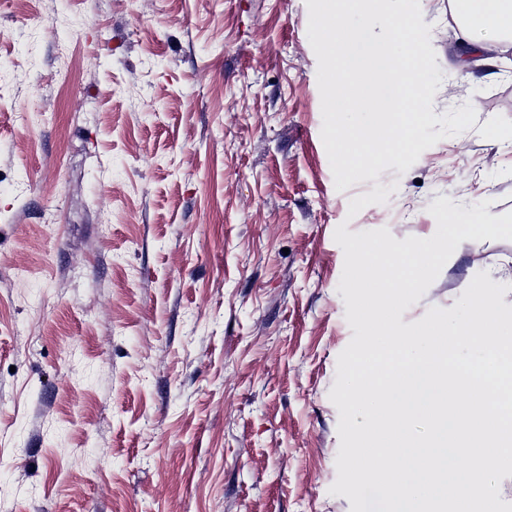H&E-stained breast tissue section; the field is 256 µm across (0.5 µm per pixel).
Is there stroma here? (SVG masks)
<instances>
[{
	"label": "stroma",
	"mask_w": 512,
	"mask_h": 512,
	"mask_svg": "<svg viewBox=\"0 0 512 512\" xmlns=\"http://www.w3.org/2000/svg\"><path fill=\"white\" fill-rule=\"evenodd\" d=\"M420 7L476 122L340 191L306 0H0V512H351L337 227L512 211V48ZM482 271L512 306V240H465L402 323Z\"/></svg>",
	"instance_id": "stroma-1"
}]
</instances>
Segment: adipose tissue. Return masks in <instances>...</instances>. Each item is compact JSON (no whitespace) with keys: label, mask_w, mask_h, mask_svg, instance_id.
Wrapping results in <instances>:
<instances>
[{"label":"adipose tissue","mask_w":512,"mask_h":512,"mask_svg":"<svg viewBox=\"0 0 512 512\" xmlns=\"http://www.w3.org/2000/svg\"><path fill=\"white\" fill-rule=\"evenodd\" d=\"M450 5L466 41L512 46V0H450Z\"/></svg>","instance_id":"obj_1"}]
</instances>
